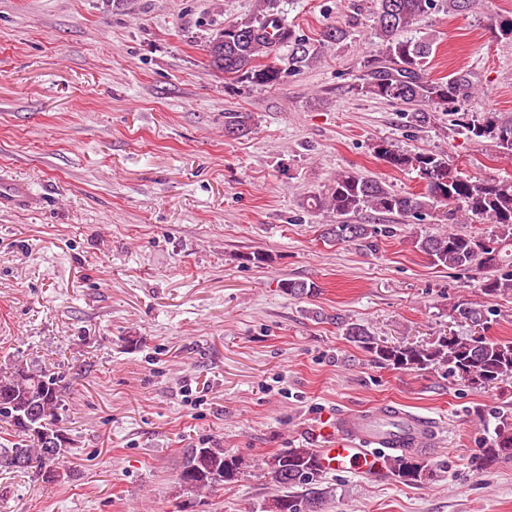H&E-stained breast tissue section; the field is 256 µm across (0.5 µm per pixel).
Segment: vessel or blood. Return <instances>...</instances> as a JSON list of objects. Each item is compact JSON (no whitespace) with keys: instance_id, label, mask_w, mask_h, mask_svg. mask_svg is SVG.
I'll list each match as a JSON object with an SVG mask.
<instances>
[{"instance_id":"1","label":"vessel or blood","mask_w":512,"mask_h":512,"mask_svg":"<svg viewBox=\"0 0 512 512\" xmlns=\"http://www.w3.org/2000/svg\"><path fill=\"white\" fill-rule=\"evenodd\" d=\"M26 184L0 182V208L36 206ZM326 433L332 445L321 449L320 460L328 471L377 472L383 463L382 449L416 447L432 443L436 431L430 418L383 404L361 414L337 418Z\"/></svg>"}]
</instances>
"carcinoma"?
<instances>
[{"instance_id":"obj_1","label":"carcinoma","mask_w":512,"mask_h":512,"mask_svg":"<svg viewBox=\"0 0 512 512\" xmlns=\"http://www.w3.org/2000/svg\"><path fill=\"white\" fill-rule=\"evenodd\" d=\"M437 2L376 0L372 49L360 61L363 82L352 86L363 96L409 106L407 118L418 126L430 123L437 108L457 111L456 104L470 86L462 74L446 80L429 78L425 64L433 51L432 40L404 36L417 18L436 8ZM349 35L348 26L332 24L318 43H312L288 26L282 12L276 9L275 0H256L251 14L212 30L208 44L210 66L231 78L242 77L272 88L280 85L286 74L316 63L326 45L342 43ZM255 125L256 117L251 112L224 113V132L228 135L245 137ZM462 127L472 138L489 139L503 154L512 156V119L496 112H482L463 122ZM374 152L394 169L416 171L425 180L426 191L397 193L379 179L356 172L340 174L306 200L309 211H329L340 218L339 222L326 225L322 237L331 243L377 248L378 237L389 230L347 221L368 210L420 222L442 208L446 217L461 210L487 220L493 224L487 236L450 232L418 234L412 240L413 247L436 266L485 272L480 288L486 301L462 300L452 306V312L470 327L487 330L498 316L493 301L512 295V180H473L453 169L445 154H411L389 140L377 142ZM281 290L286 295L302 297L314 294L317 288L313 283L289 279L281 284ZM344 336L369 353L374 362L393 369L422 371L442 367L475 389L512 381L511 339L468 334L451 340L439 336L424 345L390 344L358 323L344 324ZM63 410L59 380L51 370L22 365L0 370V429L7 435L0 442V473L38 474L58 464L70 444L60 426ZM492 418V432L479 449L478 460L483 467L512 459V414L495 411ZM49 436L58 443L52 459L46 458L43 451ZM14 452L30 457L35 465H11L5 454ZM246 467L244 457L204 442L187 449L177 484L182 494L196 498L236 481ZM386 469L404 485H415L433 475L421 448L391 456ZM261 471L283 488L303 489L301 493L276 497L266 512H323L325 495L316 485L325 470L315 449L286 448L264 460Z\"/></svg>"}]
</instances>
